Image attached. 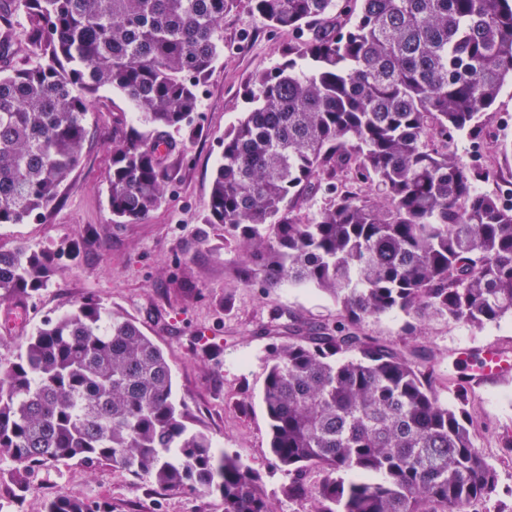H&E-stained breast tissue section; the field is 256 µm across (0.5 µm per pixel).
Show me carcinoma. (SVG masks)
I'll list each match as a JSON object with an SVG mask.
<instances>
[{"instance_id":"carcinoma-1","label":"carcinoma","mask_w":512,"mask_h":512,"mask_svg":"<svg viewBox=\"0 0 512 512\" xmlns=\"http://www.w3.org/2000/svg\"><path fill=\"white\" fill-rule=\"evenodd\" d=\"M238 0H15L30 67L0 75V226L41 214L89 137L88 98L108 87L136 119L112 139L106 182L118 224L157 209L184 149L198 88L224 52ZM290 40L252 76L224 132L206 223L243 259L237 281L313 286L334 324L293 320L267 349L262 402L285 493L309 512H470L499 474L476 447L469 378L440 402L430 355L366 334L400 310L480 328L512 317V203L478 192L456 136L483 134L512 78V0H250ZM10 15L0 14V59ZM343 173V187L335 183ZM324 192L311 220L304 196ZM80 247L0 248V302L32 297ZM163 351L137 322L87 298L0 359V461L106 463L169 489L217 492L224 512H273L259 475L192 431ZM318 466L315 485L306 468ZM354 472L349 482L341 472ZM44 512H112L59 493Z\"/></svg>"}]
</instances>
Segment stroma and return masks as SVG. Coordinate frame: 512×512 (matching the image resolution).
Wrapping results in <instances>:
<instances>
[{
	"instance_id": "1",
	"label": "stroma",
	"mask_w": 512,
	"mask_h": 512,
	"mask_svg": "<svg viewBox=\"0 0 512 512\" xmlns=\"http://www.w3.org/2000/svg\"><path fill=\"white\" fill-rule=\"evenodd\" d=\"M287 42V33L264 27L250 13L248 0L225 16L226 49L195 114L198 135L186 151L169 157L174 181L161 206L136 224L113 223L106 183L112 138L122 119L131 118L132 107L109 88L91 96L90 138L56 200L38 218L0 227V247L6 249L21 243L51 251L72 242L81 246L78 259L65 262L39 295L24 301L19 317L0 305V358L15 356L24 336L42 320L66 314L85 297L121 310L163 350L190 427L259 472L274 512H306L307 503L288 499V477L269 452L260 399L265 356L276 319L332 324L340 307L310 286L240 285L234 277L239 260L234 243L225 238L223 225L205 221L224 133L248 107L245 84L253 74L277 66ZM491 111L484 134L458 137L455 151L465 166L493 170V177L476 187L497 195L512 187V152L500 149L512 143L511 82ZM406 322V314L393 311L366 318L363 329L388 344L407 341L430 351L437 394L448 405L457 401L447 382L449 367L460 362L475 369L477 356L491 346L512 352L511 317L481 328L430 318L410 338ZM208 348L215 357L205 356ZM468 409L479 427L476 444L499 473L498 496L476 503L475 510L512 512V458L501 446L503 437L512 436V380L469 387ZM60 492L108 500L113 512H224L218 493L164 489L149 476L107 464L50 462L19 474L10 462H0V512H43L46 500Z\"/></svg>"
}]
</instances>
